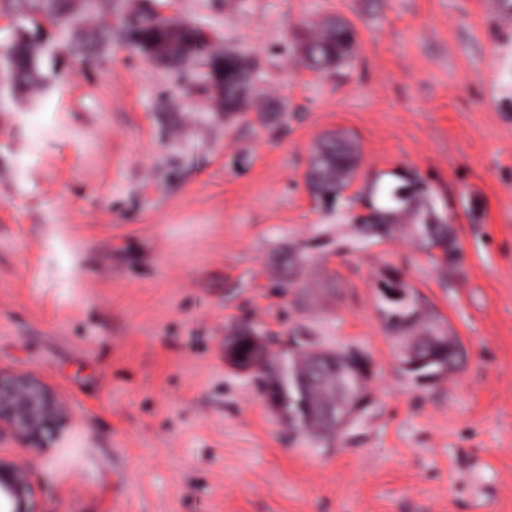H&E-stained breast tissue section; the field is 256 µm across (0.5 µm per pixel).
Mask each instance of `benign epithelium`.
<instances>
[{"mask_svg":"<svg viewBox=\"0 0 512 512\" xmlns=\"http://www.w3.org/2000/svg\"><path fill=\"white\" fill-rule=\"evenodd\" d=\"M398 359L405 370L432 379L443 370L434 366L436 358L422 353L415 340L398 342ZM354 362L364 367L362 381L371 373L370 362L361 351L338 346L316 358V365L327 369H341ZM366 392L360 390L347 395L339 409L325 411L331 425L343 426L366 403ZM70 420L67 407L53 390L37 376L27 372L5 373L0 370V438L9 433L28 448L41 446L45 431L51 426H63ZM38 486L32 473L10 457L0 456V503L5 512H36Z\"/></svg>","mask_w":512,"mask_h":512,"instance_id":"1","label":"benign epithelium"}]
</instances>
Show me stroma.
<instances>
[{
  "label": "stroma",
  "mask_w": 512,
  "mask_h": 512,
  "mask_svg": "<svg viewBox=\"0 0 512 512\" xmlns=\"http://www.w3.org/2000/svg\"><path fill=\"white\" fill-rule=\"evenodd\" d=\"M144 4L246 53L252 93L224 118L202 62L185 85L116 36L105 62L62 54L40 91L0 97V369L71 414L46 447L0 442L38 512H512V0ZM330 15L359 50L316 73L292 41ZM329 129L360 165L325 203L306 172ZM402 176L459 263L409 216L363 232L371 184ZM392 273L459 337L456 372L400 366L378 316ZM243 321L357 347L367 407L331 443L297 433L224 361ZM433 235V239L442 246L443 255L439 260L446 265L456 260L460 254V247L457 240L448 233V224H434Z\"/></svg>",
  "instance_id": "35a3bbf8"
}]
</instances>
